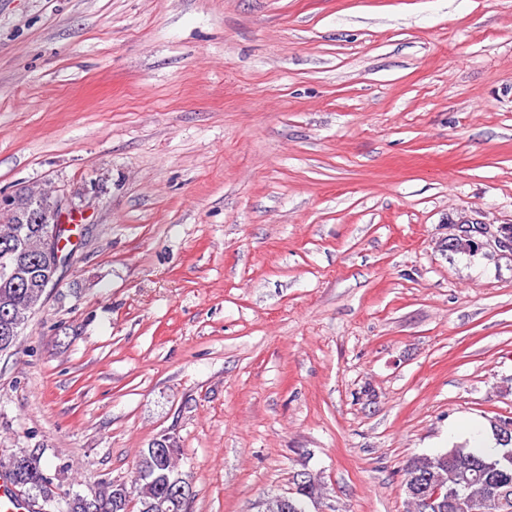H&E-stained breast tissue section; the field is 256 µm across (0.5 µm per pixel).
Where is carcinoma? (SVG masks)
I'll return each instance as SVG.
<instances>
[{
	"label": "carcinoma",
	"instance_id": "carcinoma-1",
	"mask_svg": "<svg viewBox=\"0 0 512 512\" xmlns=\"http://www.w3.org/2000/svg\"><path fill=\"white\" fill-rule=\"evenodd\" d=\"M54 196L25 190L15 209L0 211V353L13 347L29 316L40 309L46 290L55 284L56 272L42 265L44 240L52 227L45 223L43 210ZM166 447L142 451L131 485L105 484L95 498L74 494L60 503L46 475L47 464L34 451H21L0 460V470L10 483L42 501L41 512H184L164 476H180L178 448L165 440ZM503 454L487 457L473 448L456 446L409 460L403 480L413 476L431 485H442L448 498L459 503L442 512H512V442L502 444Z\"/></svg>",
	"mask_w": 512,
	"mask_h": 512
}]
</instances>
